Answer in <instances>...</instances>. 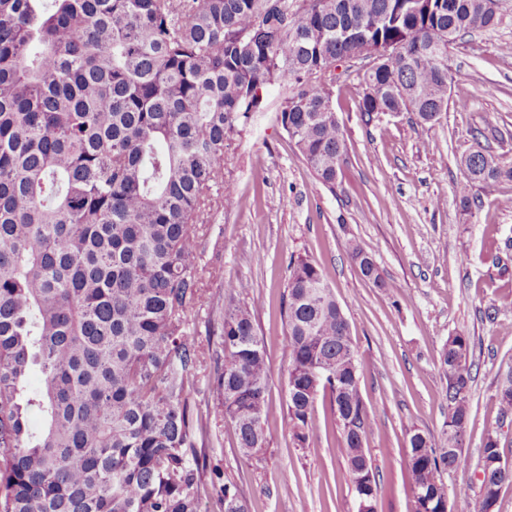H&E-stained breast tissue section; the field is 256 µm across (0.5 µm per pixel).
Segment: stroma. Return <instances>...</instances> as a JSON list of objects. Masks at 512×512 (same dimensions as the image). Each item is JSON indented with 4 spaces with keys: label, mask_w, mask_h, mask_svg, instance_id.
Returning <instances> with one entry per match:
<instances>
[{
    "label": "stroma",
    "mask_w": 512,
    "mask_h": 512,
    "mask_svg": "<svg viewBox=\"0 0 512 512\" xmlns=\"http://www.w3.org/2000/svg\"><path fill=\"white\" fill-rule=\"evenodd\" d=\"M495 29L450 50L456 82L470 92L466 108L449 107L424 123L409 112L366 117L358 110L367 63L346 69L332 105L349 149L335 187L318 182L277 120L282 92L262 91L263 104L224 156L235 189L216 197L205 217L209 245L201 258L206 298L190 318L206 335L224 309V284L245 283L260 295L255 313L272 382L262 461L244 458L231 427L210 418V461L236 484L248 512H356L355 493L337 453L340 431L329 393L319 392L305 445L288 427L287 330L280 312L290 256H306L334 289L358 353L359 385L373 420L365 449L380 484L378 512H413L408 475L410 429L441 437L448 420V380L440 358L448 336L472 340V388L462 459L445 473L449 498L477 494L481 449L496 432L512 459V413L501 415L499 383L512 374V181L463 213L455 195L465 177L460 158L483 133L496 155L512 162V0ZM358 241L389 290L364 278L348 254Z\"/></svg>",
    "instance_id": "stroma-1"
}]
</instances>
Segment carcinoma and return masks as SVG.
<instances>
[{
  "instance_id": "cac0c4a2",
  "label": "carcinoma",
  "mask_w": 512,
  "mask_h": 512,
  "mask_svg": "<svg viewBox=\"0 0 512 512\" xmlns=\"http://www.w3.org/2000/svg\"><path fill=\"white\" fill-rule=\"evenodd\" d=\"M487 2L0 0V512H203L201 486L222 480L196 400L207 354L213 407L242 455L259 457L270 371L254 311L264 298L242 304L240 285L227 282L217 340L189 332L204 296L200 218L224 183V154L260 108L259 91L277 85L278 122L316 179L335 186L348 155L332 107L336 61L390 47L387 63L364 73L372 93L359 111L433 122L467 103L448 52L502 22ZM481 135L461 160L465 212L476 191L512 180V163ZM349 254L389 287L360 243ZM288 271L289 429L304 444L315 399L329 392L346 479L377 512L349 323L314 261L292 258ZM470 355L467 333L448 337L440 440L409 430L414 512H493L512 484L490 432L479 492L448 502L443 475L464 448ZM34 368L41 383L31 389ZM496 398L512 412L511 375ZM215 505L247 512L232 483Z\"/></svg>"
}]
</instances>
